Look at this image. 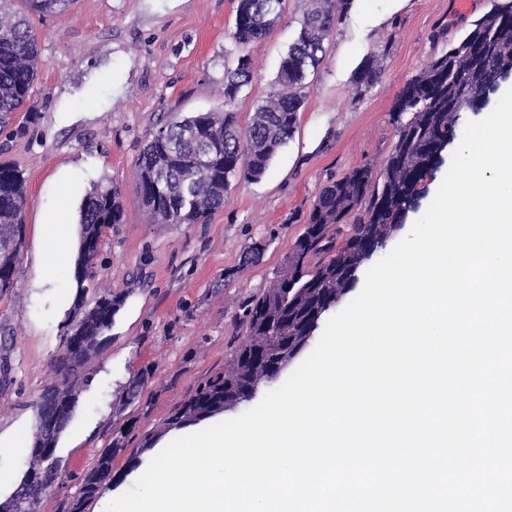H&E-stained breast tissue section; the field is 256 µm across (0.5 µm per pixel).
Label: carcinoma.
<instances>
[{
  "label": "carcinoma",
  "instance_id": "cac0c4a2",
  "mask_svg": "<svg viewBox=\"0 0 512 512\" xmlns=\"http://www.w3.org/2000/svg\"><path fill=\"white\" fill-rule=\"evenodd\" d=\"M0 0V125L22 112L37 78L39 34L31 16L65 12L74 0ZM262 0H238L232 34L241 47L264 39L277 18L261 12ZM350 0H309L300 30L283 55L278 91L257 107L246 127L232 109L251 76L250 59L242 55L224 74V111L200 112L167 120L151 135L136 162L135 192L153 221L199 224L224 205L228 179L261 178L278 150L292 138L305 102V81L323 61L324 45L347 13ZM512 70V0H492L491 8L463 38L431 57L397 96L390 119L396 141L380 167L364 164L322 189L303 232L273 273L267 288L243 308L246 336L224 362V369L199 382L155 430L141 436L130 459L153 447L172 429L195 425L251 400L258 382L277 376L283 358L295 359L306 346L309 329L323 319L327 305L349 292L362 266L373 233L392 234L425 195L422 182L439 163V146L458 136L459 118L480 112ZM380 59L369 56L355 71L357 92L380 77ZM26 179L18 168L0 162V296L15 288L24 237L22 211ZM122 221L120 189L96 185L86 193L79 218L74 264V302L63 325L55 379L36 404L28 466L17 487L0 500V512H37L42 495L65 475L58 460L46 458L71 420L90 379V364L112 327L119 301L112 293L84 305L86 282L104 231ZM130 430H121L109 447L98 451L79 476L77 495L63 512H85L112 480L115 458L126 451Z\"/></svg>",
  "mask_w": 512,
  "mask_h": 512
}]
</instances>
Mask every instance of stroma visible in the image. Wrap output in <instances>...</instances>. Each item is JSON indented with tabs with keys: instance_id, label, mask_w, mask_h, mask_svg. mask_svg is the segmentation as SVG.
<instances>
[{
	"instance_id": "stroma-1",
	"label": "stroma",
	"mask_w": 512,
	"mask_h": 512,
	"mask_svg": "<svg viewBox=\"0 0 512 512\" xmlns=\"http://www.w3.org/2000/svg\"><path fill=\"white\" fill-rule=\"evenodd\" d=\"M236 7L237 0H76L68 12L32 19L38 77L26 111L0 131V162L27 180L16 286L0 296L1 499L27 467L35 403L50 381L74 300L72 264L48 279L41 274L47 217L65 225L67 244L75 246L84 193L95 184L122 190V221L106 230L89 283L90 295L109 291L122 303L58 445L70 477L40 507L61 512L78 490L77 475L113 432L153 430L197 383L223 368L245 334L244 306L268 286L327 181L383 161L396 135L389 112L404 83L458 40L490 2L474 0L460 14L453 0H351L323 62L306 80L295 132L264 176L232 178L223 207L204 223H153L135 193L134 171L160 121L220 109L224 73L245 54L252 81L233 109L248 123L276 89L307 0H285L267 37L244 48L232 37ZM371 54L380 58L381 75L360 95L353 74ZM254 244L263 251L244 264L243 252ZM142 372L149 375L144 406L125 405L129 379ZM150 462L145 453L134 466L118 456L112 482L86 512H102Z\"/></svg>"
}]
</instances>
